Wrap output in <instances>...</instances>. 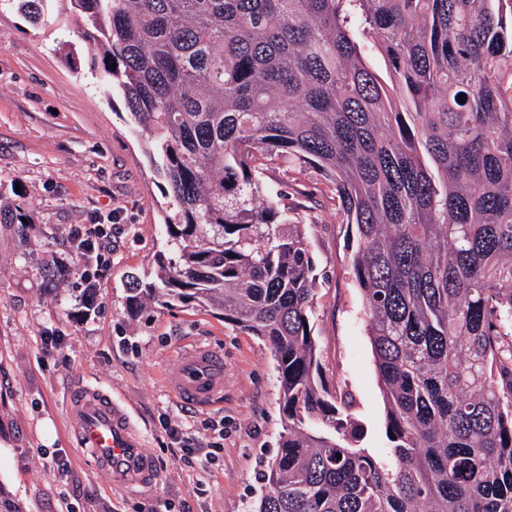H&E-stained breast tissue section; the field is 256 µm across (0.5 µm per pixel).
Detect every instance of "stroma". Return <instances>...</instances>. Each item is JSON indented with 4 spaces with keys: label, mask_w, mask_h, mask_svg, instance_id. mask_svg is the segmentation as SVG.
I'll return each instance as SVG.
<instances>
[{
    "label": "stroma",
    "mask_w": 512,
    "mask_h": 512,
    "mask_svg": "<svg viewBox=\"0 0 512 512\" xmlns=\"http://www.w3.org/2000/svg\"><path fill=\"white\" fill-rule=\"evenodd\" d=\"M96 52L58 12L35 28L0 0V196L22 194L34 221L29 235L0 224V489L23 512H250L283 430L270 349L197 308L128 314L127 276L153 273L162 246L165 183L123 98L95 80ZM288 205L326 278L315 319L324 378L351 394L364 447L385 459V400L350 269L352 230L313 172L289 182ZM73 224L112 227V265L87 317L73 278L55 274ZM51 329L66 344L48 356L40 339ZM191 343L224 352V399L207 410L185 408L166 386ZM84 385L129 407L159 467L154 490L115 485L75 447L67 397ZM171 426L198 448H180Z\"/></svg>",
    "instance_id": "stroma-1"
}]
</instances>
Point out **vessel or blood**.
I'll return each instance as SVG.
<instances>
[{
	"label": "vessel or blood",
	"mask_w": 512,
	"mask_h": 512,
	"mask_svg": "<svg viewBox=\"0 0 512 512\" xmlns=\"http://www.w3.org/2000/svg\"><path fill=\"white\" fill-rule=\"evenodd\" d=\"M169 387L177 400L193 410H206L224 397V353L204 344L181 350ZM69 410L78 419L76 441L117 484L149 490L157 483V467L131 423L126 408L101 390L75 389Z\"/></svg>",
	"instance_id": "obj_1"
}]
</instances>
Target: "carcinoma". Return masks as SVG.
<instances>
[{"mask_svg": "<svg viewBox=\"0 0 512 512\" xmlns=\"http://www.w3.org/2000/svg\"><path fill=\"white\" fill-rule=\"evenodd\" d=\"M67 2L172 209L128 312L195 306L270 347L284 426L252 512H512V0ZM269 165L320 175L352 229L388 463L323 378L322 282Z\"/></svg>", "mask_w": 512, "mask_h": 512, "instance_id": "carcinoma-1", "label": "carcinoma"}]
</instances>
